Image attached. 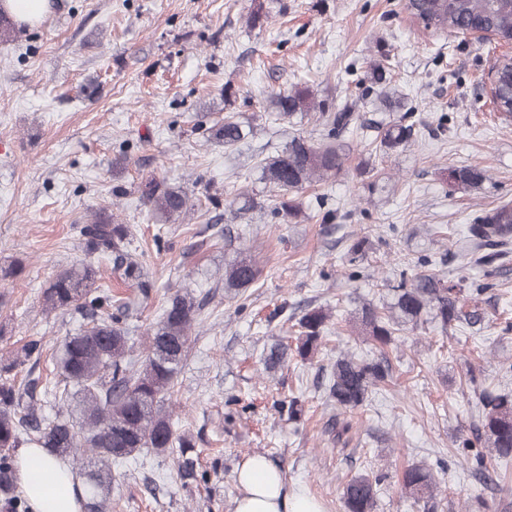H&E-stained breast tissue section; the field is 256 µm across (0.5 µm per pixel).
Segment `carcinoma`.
Returning a JSON list of instances; mask_svg holds the SVG:
<instances>
[{"label": "carcinoma", "instance_id": "1", "mask_svg": "<svg viewBox=\"0 0 512 512\" xmlns=\"http://www.w3.org/2000/svg\"><path fill=\"white\" fill-rule=\"evenodd\" d=\"M406 8L416 22L430 30L466 35L483 30L494 38L512 41V0H406ZM496 68V106L512 117V58ZM272 108L281 120H291L314 110V98L307 87H295L271 98ZM409 113L386 123L380 132L379 147L396 151L410 139L412 126L405 123ZM352 121L349 112L324 117L326 134L315 143L305 137L293 138L283 151L268 158L262 178L282 196L275 199L271 212L284 218L298 216L299 206L285 195L297 192L312 182L326 181L342 171L347 161L340 131ZM210 136L231 148L242 142L249 131L233 117L209 128ZM451 184L477 189L487 180V171L477 166L455 169ZM142 197L154 212L167 221L175 220L190 206L187 193L179 187L151 180ZM86 258L60 273L44 292L49 310H73L88 320L78 332L64 339L57 357V370L64 385L48 387L39 378L16 385L9 374L33 359H40L42 343L28 341L15 357L0 365V499L5 512H29L25 497L17 490L13 450L21 440L35 448H47L64 459L84 488L85 512H105L112 488V465L121 466L143 448L164 452L178 449L177 476L180 481L206 480V473L194 467L195 442L174 429L162 401L174 387L182 369L189 342V331L202 302L179 291L171 294L156 326L150 330L147 354L139 360L129 346V309L122 299L97 285L102 258L112 260L120 277L149 296L152 283L142 263L132 254L128 227L117 224L113 214L95 212L80 228ZM471 247L486 266L495 264L500 254L491 246L512 241V204L497 206L467 227ZM259 275L252 256L239 251L224 267V288L239 292L253 284ZM489 284L464 288L444 277L420 271L403 278L391 288L392 300L384 309L361 308L358 316L362 332L385 346L392 336L411 323L418 325L431 318L442 326L464 322L472 326L483 322L480 310H463L467 295H481ZM328 315L322 308L305 310L297 320L296 356L306 361L320 347ZM288 359V346L276 344L265 358L274 369ZM390 377L383 361H358L343 355L336 359L327 378L329 398L338 409L353 410L362 405L372 387ZM478 441L489 454L478 452L473 460L485 473H497L499 460L512 457V395L482 391ZM57 407L50 417L41 405ZM379 479L367 475L351 478L343 487L344 512H374ZM403 487L415 501L436 498L437 485L431 470L423 464L408 466L402 476Z\"/></svg>", "mask_w": 512, "mask_h": 512}]
</instances>
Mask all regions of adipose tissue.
<instances>
[{
  "label": "adipose tissue",
  "instance_id": "adipose-tissue-1",
  "mask_svg": "<svg viewBox=\"0 0 512 512\" xmlns=\"http://www.w3.org/2000/svg\"><path fill=\"white\" fill-rule=\"evenodd\" d=\"M16 478L31 512H84L82 488L73 486L62 462L47 449H19ZM235 482L239 493L234 512H324L307 490L288 488L281 470L265 456L256 454L241 461Z\"/></svg>",
  "mask_w": 512,
  "mask_h": 512
}]
</instances>
